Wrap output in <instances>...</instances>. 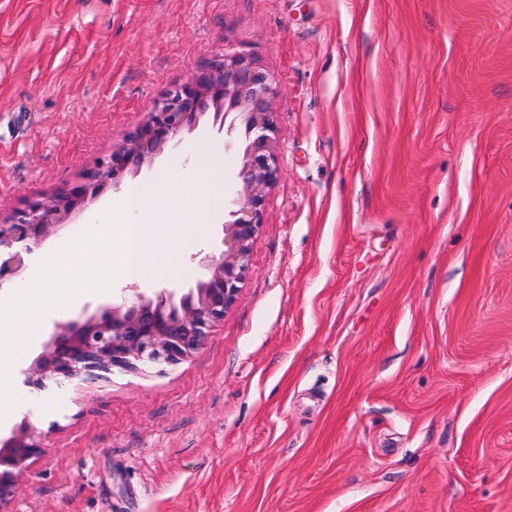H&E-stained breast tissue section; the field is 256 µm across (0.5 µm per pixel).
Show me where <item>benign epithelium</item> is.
Here are the masks:
<instances>
[{
	"label": "benign epithelium",
	"instance_id": "7a95c632",
	"mask_svg": "<svg viewBox=\"0 0 512 512\" xmlns=\"http://www.w3.org/2000/svg\"><path fill=\"white\" fill-rule=\"evenodd\" d=\"M269 76L242 53L205 62L189 81L174 84L153 101L147 118L112 155L88 170L83 181L54 199L36 195L0 224V287L18 277L43 241L72 215L137 176L198 127L212 112L232 116L227 133L243 129L241 157L224 180L231 207L224 214V250L202 260L204 279L193 288L133 297L58 326L24 370V384L39 396L73 380L92 384L116 370L177 364L202 348L224 319L248 271L250 242L261 224L266 197L279 169ZM44 452L29 417L0 438V504L14 495L16 470Z\"/></svg>",
	"mask_w": 512,
	"mask_h": 512
}]
</instances>
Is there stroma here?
Returning a JSON list of instances; mask_svg holds the SVG:
<instances>
[{
  "label": "stroma",
  "mask_w": 512,
  "mask_h": 512,
  "mask_svg": "<svg viewBox=\"0 0 512 512\" xmlns=\"http://www.w3.org/2000/svg\"><path fill=\"white\" fill-rule=\"evenodd\" d=\"M234 51L280 168L235 302L180 363L65 398L22 356L0 433L45 452L0 512H512V0H0V221ZM237 148L207 116L141 177ZM223 223L143 290L193 287Z\"/></svg>",
  "instance_id": "stroma-1"
}]
</instances>
